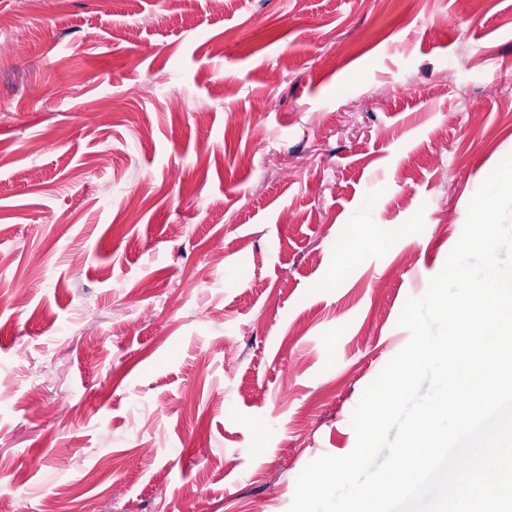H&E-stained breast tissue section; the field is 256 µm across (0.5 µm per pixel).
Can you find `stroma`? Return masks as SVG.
Segmentation results:
<instances>
[{"label":"stroma","instance_id":"1","mask_svg":"<svg viewBox=\"0 0 512 512\" xmlns=\"http://www.w3.org/2000/svg\"><path fill=\"white\" fill-rule=\"evenodd\" d=\"M510 153L512 0H0V512H288Z\"/></svg>","mask_w":512,"mask_h":512}]
</instances>
